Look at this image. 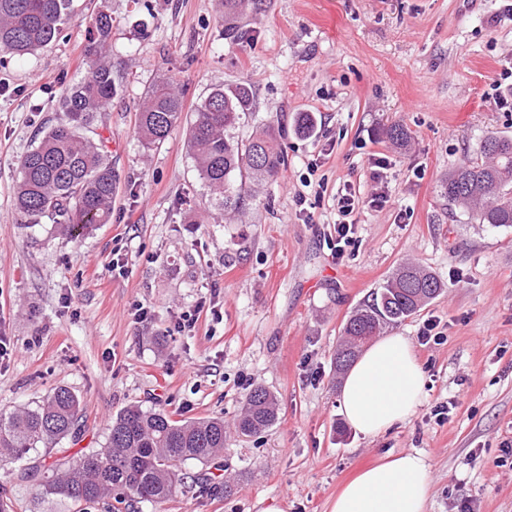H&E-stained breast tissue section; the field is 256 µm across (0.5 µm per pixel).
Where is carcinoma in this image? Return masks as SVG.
Listing matches in <instances>:
<instances>
[{"label":"carcinoma","instance_id":"obj_1","mask_svg":"<svg viewBox=\"0 0 512 512\" xmlns=\"http://www.w3.org/2000/svg\"><path fill=\"white\" fill-rule=\"evenodd\" d=\"M256 0H223L224 34L239 33V21ZM70 0H0V49L18 56L51 44L69 12ZM112 16L98 12L89 23L86 45L88 76L69 87L60 100L61 115L48 122L35 145L21 158L14 207L30 227L47 220L62 233L78 237L112 214L117 174L109 138L99 132L102 114L112 108L119 84L107 47ZM251 85L213 89L201 102L189 128L196 169L224 215L242 213L253 198L252 187L274 180L282 165L280 131L264 123L246 140L229 134L252 110ZM183 109L174 82L151 85L137 112L136 130L144 146L163 142ZM392 144L404 147L409 133L401 124L382 129ZM448 204L472 214L480 224L512 228V138L489 136L480 159L462 161L441 182ZM443 292L441 281L423 265H400L346 320L336 348V373L348 369L357 338H374L419 312ZM278 416L277 397L262 386L252 388L235 422L250 437ZM79 397L59 387L45 399L19 410L0 412V465L23 462L40 449L76 441L81 433ZM224 449V419L176 420L161 409L131 405L112 417L104 441L75 458L53 462L46 477L40 466L18 469L23 481H39L45 492L87 508L103 503L121 512H137L141 502L163 504L181 485V465L211 461Z\"/></svg>","mask_w":512,"mask_h":512}]
</instances>
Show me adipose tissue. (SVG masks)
Returning <instances> with one entry per match:
<instances>
[{
    "label": "adipose tissue",
    "mask_w": 512,
    "mask_h": 512,
    "mask_svg": "<svg viewBox=\"0 0 512 512\" xmlns=\"http://www.w3.org/2000/svg\"><path fill=\"white\" fill-rule=\"evenodd\" d=\"M426 374L406 336L394 334L367 347L348 371L338 404L356 432L374 437L416 411ZM430 470L415 453L388 454L337 492L330 512H427Z\"/></svg>",
    "instance_id": "ef3b65f1"
}]
</instances>
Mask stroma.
<instances>
[{"label":"stroma","mask_w":512,"mask_h":512,"mask_svg":"<svg viewBox=\"0 0 512 512\" xmlns=\"http://www.w3.org/2000/svg\"><path fill=\"white\" fill-rule=\"evenodd\" d=\"M505 0H260L224 34L221 0H72L55 42L18 57L0 51V411L65 387L80 400L84 436L51 458L98 447L113 415L163 407L177 419L220 417L224 452L206 491L180 490L139 512H329L343 481L389 453L430 466L427 512H512V228L471 220L440 195L448 171L490 135L512 138V112L491 85L512 67ZM112 15L120 91L105 113L119 184L112 217L79 239L51 224H21L13 207L20 157L55 117L66 88L88 74L86 29ZM177 80L184 112L145 148L136 111L157 80ZM246 81L255 112L233 131L278 124L284 162L242 222L228 224L201 182L187 129L216 86ZM315 118L296 133L297 113ZM399 123L407 147L380 131ZM382 169L387 201L360 209L342 263L332 258L336 194L359 197ZM325 191L310 214L305 182ZM125 266L112 273L113 260ZM435 273L443 293L394 325L426 374L408 421L374 438L354 432L338 405L334 355L351 312L402 262ZM218 294L220 316L168 335L174 316ZM152 317L135 322L134 301ZM439 341L420 344L425 320ZM275 394L277 421L252 437L234 422L248 392ZM455 401L444 422L433 410ZM13 512H74L0 468Z\"/></svg>","instance_id":"35a3bbf8"}]
</instances>
